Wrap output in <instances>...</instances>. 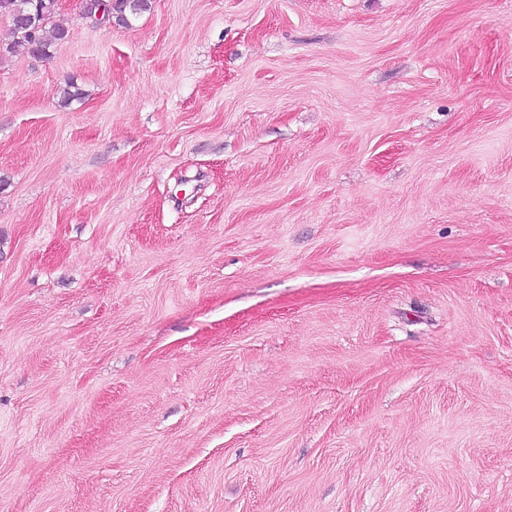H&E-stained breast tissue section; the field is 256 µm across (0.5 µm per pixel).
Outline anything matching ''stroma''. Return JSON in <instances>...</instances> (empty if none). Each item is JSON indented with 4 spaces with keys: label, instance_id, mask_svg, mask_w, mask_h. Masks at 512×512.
<instances>
[{
    "label": "stroma",
    "instance_id": "stroma-1",
    "mask_svg": "<svg viewBox=\"0 0 512 512\" xmlns=\"http://www.w3.org/2000/svg\"><path fill=\"white\" fill-rule=\"evenodd\" d=\"M52 21L0 59V512H512V0Z\"/></svg>",
    "mask_w": 512,
    "mask_h": 512
}]
</instances>
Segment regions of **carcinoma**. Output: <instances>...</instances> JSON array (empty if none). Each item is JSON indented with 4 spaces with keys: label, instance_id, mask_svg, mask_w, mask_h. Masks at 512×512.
I'll use <instances>...</instances> for the list:
<instances>
[{
    "label": "carcinoma",
    "instance_id": "1",
    "mask_svg": "<svg viewBox=\"0 0 512 512\" xmlns=\"http://www.w3.org/2000/svg\"><path fill=\"white\" fill-rule=\"evenodd\" d=\"M148 8L149 0H117L115 10L106 14L105 22L128 26L131 18ZM55 13L54 0H0V16L10 19L14 34L13 42L0 48V58L20 49L32 56H48L51 45L67 37L63 27L46 29Z\"/></svg>",
    "mask_w": 512,
    "mask_h": 512
}]
</instances>
